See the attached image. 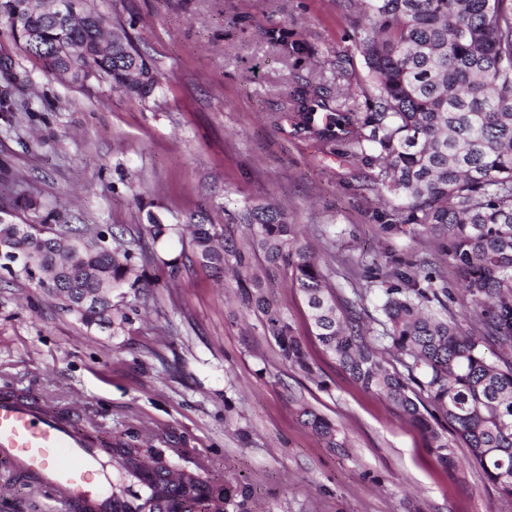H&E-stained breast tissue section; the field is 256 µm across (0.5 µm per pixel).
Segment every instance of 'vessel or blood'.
<instances>
[{"mask_svg": "<svg viewBox=\"0 0 512 512\" xmlns=\"http://www.w3.org/2000/svg\"><path fill=\"white\" fill-rule=\"evenodd\" d=\"M111 465V450L75 419L24 398H0V466L50 489L72 512H122Z\"/></svg>", "mask_w": 512, "mask_h": 512, "instance_id": "1", "label": "vessel or blood"}]
</instances>
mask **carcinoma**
<instances>
[{
	"label": "carcinoma",
	"mask_w": 512,
	"mask_h": 512,
	"mask_svg": "<svg viewBox=\"0 0 512 512\" xmlns=\"http://www.w3.org/2000/svg\"><path fill=\"white\" fill-rule=\"evenodd\" d=\"M358 12L354 49L366 74L359 94L315 112L298 101L296 126L341 147L362 170L358 190L389 197L375 218L388 228L416 224L451 260L455 277L471 297L479 332L448 314V293L424 260L393 261L366 268L367 283H379L383 350L365 337L363 290L336 298L328 277L297 225L271 203L244 202L233 218L242 241L201 213L183 234L157 212H148L153 243L176 239L179 254L161 260L124 232L105 235L84 227L63 240L52 235L25 242L32 267L22 277L38 293L56 297L61 308L88 330L120 326L123 309L112 305L110 288L126 299L149 287L138 261L161 262L169 276L199 264L217 278L230 276L246 311L258 316L292 368L312 367L302 342L269 288L270 270H291L323 350L360 386L382 394L398 414L427 438L445 468L456 467L453 441L470 448L472 460L499 493L512 497V366L502 369L485 354L490 340L512 343V0H354ZM28 14L42 61L50 74L75 82L95 79L146 101L160 79L127 37L106 34L107 16L79 0L78 16L58 18L39 0H0V23ZM112 38V52L96 40ZM364 98L359 112L357 97ZM396 357L400 367L389 364ZM303 423L329 448H342L339 430L326 416L299 406ZM451 428L455 440L448 439ZM112 457L124 468L149 467L158 477L154 493L124 512H184L200 500L207 509L228 505L230 482L215 486L163 457L139 432L112 442ZM179 473L169 486L165 476Z\"/></svg>",
	"instance_id": "obj_1"
}]
</instances>
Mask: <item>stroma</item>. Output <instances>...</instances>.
<instances>
[{"label":"stroma","instance_id":"1","mask_svg":"<svg viewBox=\"0 0 512 512\" xmlns=\"http://www.w3.org/2000/svg\"><path fill=\"white\" fill-rule=\"evenodd\" d=\"M124 27L161 74L141 102L95 80L48 75L0 24V207L33 202L24 220L144 232L148 209L169 221H224L242 201L269 202L298 225L337 297L360 287L364 264L428 259L464 327L469 295L416 225L375 221L352 160L295 127L299 94L335 103L365 74L344 0H91ZM129 180H122V173ZM121 328L86 331L24 282H0V396L73 415L104 438L128 429L165 435L164 454L230 482L226 512H512L457 445L441 467L424 435L384 396L365 391L312 334L286 269L272 291L306 344L314 374L291 368L262 321L196 265L169 278L152 263ZM333 420L330 448L299 405ZM0 512H66L49 490L0 471Z\"/></svg>","mask_w":512,"mask_h":512}]
</instances>
